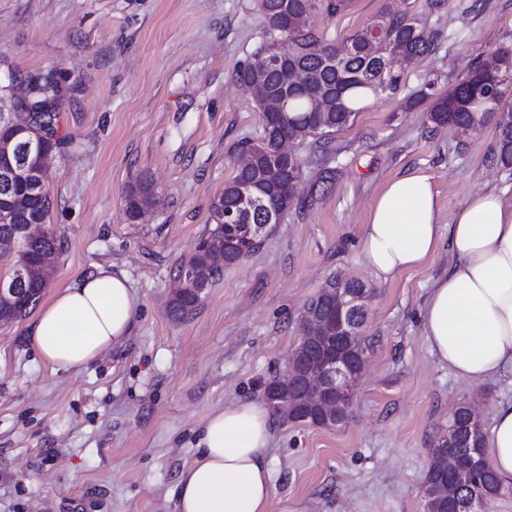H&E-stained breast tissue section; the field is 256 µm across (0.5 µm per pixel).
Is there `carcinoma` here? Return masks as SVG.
Listing matches in <instances>:
<instances>
[{
  "label": "carcinoma",
  "instance_id": "carcinoma-1",
  "mask_svg": "<svg viewBox=\"0 0 512 512\" xmlns=\"http://www.w3.org/2000/svg\"><path fill=\"white\" fill-rule=\"evenodd\" d=\"M347 5V0H308L302 11L288 10L284 14L275 0H269L268 13L264 17L265 30L275 29L283 40L288 57L303 65L309 72L311 85L324 90L326 107L320 112L310 111L308 99L295 96L277 123L276 136L263 139L258 144L248 142L242 148L255 153L254 176L261 182L275 177L268 165V155L277 151L285 138L298 144L317 135L323 137L349 127L357 114L365 108L371 96H390L396 93L404 81V71L385 65L389 57H399L410 64L435 49L434 36L427 33L419 19L406 11L388 10L383 20L366 27L340 44H328L316 35L311 19L318 12L334 16ZM502 65L487 72L484 62H476L468 78L457 80L445 97L435 100L429 110L428 120L435 128L455 127L465 121L474 128L480 127L491 115H498L497 162L505 168L512 166V106L504 103L506 90L512 85V52L499 51ZM31 96L39 103H49V108L37 112L16 101L10 100L9 89L0 87V100L10 103L7 116L0 115V125L8 127L23 124L42 133V139L59 144L58 107L61 86L59 75L49 70L25 76ZM235 179L224 183V191L211 204V218H216L224 201L234 193ZM262 205L268 204L266 195H261ZM125 213L132 219L136 213L157 203V194L152 182L141 178L128 185L125 197ZM262 205H253L242 212L238 225L218 223L200 243L193 256L180 263L173 278L168 305L175 317L190 315L201 300L203 287L219 279L223 271L212 265L216 252L224 250V236L228 235L237 244L235 260L257 247L249 225L264 223ZM13 239L12 225L0 224V244L5 245L3 256L8 261L6 280L17 278L18 271H25V287L31 289L28 302L23 307L0 305V321L10 323L30 312L42 299L40 288L42 266H54L63 249L62 240L55 233L31 238L25 243L10 246ZM276 388L281 401L288 405L284 411L272 407L273 415L283 421L304 417L307 410L305 394L296 388L272 379L267 388ZM434 441L431 463L425 482V512H447L448 501L458 496L476 499L474 509L484 512L490 500L499 493L500 486L487 480L482 470L472 471L459 480L448 478L443 465V453L465 455L467 449L448 446L439 447Z\"/></svg>",
  "mask_w": 512,
  "mask_h": 512
}]
</instances>
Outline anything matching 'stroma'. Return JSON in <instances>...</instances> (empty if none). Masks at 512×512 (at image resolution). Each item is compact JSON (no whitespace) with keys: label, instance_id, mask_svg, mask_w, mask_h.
Returning a JSON list of instances; mask_svg holds the SVG:
<instances>
[{"label":"stroma","instance_id":"1","mask_svg":"<svg viewBox=\"0 0 512 512\" xmlns=\"http://www.w3.org/2000/svg\"><path fill=\"white\" fill-rule=\"evenodd\" d=\"M348 0L313 26L342 42L385 7L442 32L410 64L404 87L373 97L353 124L327 135L322 165L304 167L300 199L259 248L225 267L196 310L173 319V270L212 231L211 202L235 172L239 147L263 132L238 76L264 42L260 0H0V84L57 70L58 135L47 219L64 238L49 287L106 266L125 273L137 306L125 344L78 371L33 350L32 316L0 325V512H177V483L197 454L202 419L239 399L262 400L285 371L304 306L331 280L373 290L363 334L373 341L348 420L333 429L273 420L269 512H424L434 440L456 405L491 426L512 383L475 386L431 355L422 312L447 247L383 279L361 237L393 178L427 174L439 217L475 193L512 202V169L496 161V124L433 129L426 105L471 65L512 49V0ZM331 180H323L324 170ZM159 195L148 221L128 219L138 176Z\"/></svg>","mask_w":512,"mask_h":512}]
</instances>
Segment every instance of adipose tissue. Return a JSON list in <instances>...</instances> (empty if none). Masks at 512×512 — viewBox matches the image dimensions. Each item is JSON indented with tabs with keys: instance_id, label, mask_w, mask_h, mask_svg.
Listing matches in <instances>:
<instances>
[{
	"instance_id": "adipose-tissue-1",
	"label": "adipose tissue",
	"mask_w": 512,
	"mask_h": 512,
	"mask_svg": "<svg viewBox=\"0 0 512 512\" xmlns=\"http://www.w3.org/2000/svg\"><path fill=\"white\" fill-rule=\"evenodd\" d=\"M431 179L411 172L378 195L361 251L380 276H394L447 242V272L424 305V339L439 364L479 385L512 378V205L493 192L469 196L440 224ZM137 306L124 273L101 267L71 280L39 310L29 334L38 357L58 371L87 366L129 335ZM271 416L238 400L202 422L199 453L184 469L177 512H268ZM485 454L499 483L512 487V398L497 403Z\"/></svg>"
}]
</instances>
